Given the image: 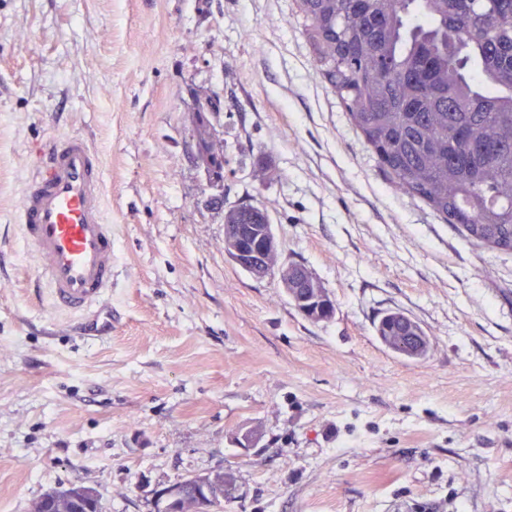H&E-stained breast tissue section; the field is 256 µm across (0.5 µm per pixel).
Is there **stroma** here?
<instances>
[{
	"label": "stroma",
	"mask_w": 512,
	"mask_h": 512,
	"mask_svg": "<svg viewBox=\"0 0 512 512\" xmlns=\"http://www.w3.org/2000/svg\"><path fill=\"white\" fill-rule=\"evenodd\" d=\"M69 135L102 157L116 245L93 339L53 308L16 222ZM241 202L267 209L332 319L229 260ZM389 310L424 329V358L380 341ZM251 426L259 447L231 442ZM220 469L224 512H512V255L391 186L296 0H0V512L72 484L152 512L153 489Z\"/></svg>",
	"instance_id": "obj_1"
}]
</instances>
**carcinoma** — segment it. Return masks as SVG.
Listing matches in <instances>:
<instances>
[{
	"instance_id": "cac0c4a2",
	"label": "carcinoma",
	"mask_w": 512,
	"mask_h": 512,
	"mask_svg": "<svg viewBox=\"0 0 512 512\" xmlns=\"http://www.w3.org/2000/svg\"><path fill=\"white\" fill-rule=\"evenodd\" d=\"M320 76L396 190L512 254V0H296ZM268 223L224 212V234ZM233 480L213 493L224 512Z\"/></svg>"
}]
</instances>
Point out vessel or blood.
I'll return each mask as SVG.
<instances>
[{"mask_svg":"<svg viewBox=\"0 0 512 512\" xmlns=\"http://www.w3.org/2000/svg\"><path fill=\"white\" fill-rule=\"evenodd\" d=\"M101 159L79 136L55 141L26 183L16 220L53 305L82 319L110 300L115 247Z\"/></svg>","mask_w":512,"mask_h":512,"instance_id":"obj_1","label":"vessel or blood"}]
</instances>
